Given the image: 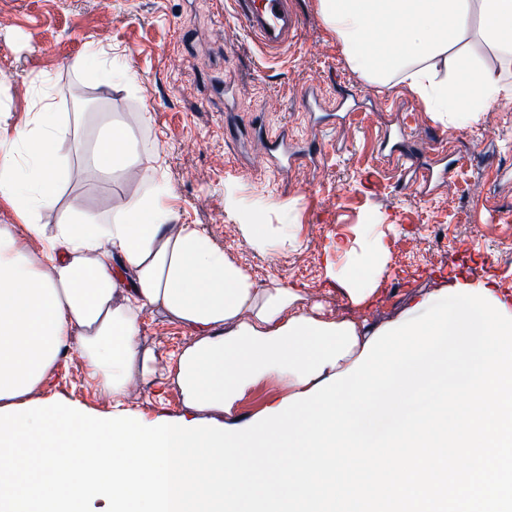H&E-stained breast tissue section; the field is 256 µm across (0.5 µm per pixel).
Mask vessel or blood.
Wrapping results in <instances>:
<instances>
[{
  "label": "vessel or blood",
  "instance_id": "obj_1",
  "mask_svg": "<svg viewBox=\"0 0 512 512\" xmlns=\"http://www.w3.org/2000/svg\"><path fill=\"white\" fill-rule=\"evenodd\" d=\"M233 6L248 36L267 55H280L297 42L301 17L293 0H233Z\"/></svg>",
  "mask_w": 512,
  "mask_h": 512
}]
</instances>
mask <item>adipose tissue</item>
I'll return each instance as SVG.
<instances>
[{
    "label": "adipose tissue",
    "mask_w": 512,
    "mask_h": 512,
    "mask_svg": "<svg viewBox=\"0 0 512 512\" xmlns=\"http://www.w3.org/2000/svg\"><path fill=\"white\" fill-rule=\"evenodd\" d=\"M319 9L353 69L382 89L405 84L453 126L512 93L501 76L512 68V0H319ZM474 31L498 69L469 63ZM8 118L0 113V202L44 244L30 257L23 238L0 227V408L27 403L73 347L113 412L123 411L130 383L158 370L141 343L150 314L191 335L166 371L194 411L231 413L274 376L302 394L359 358L372 337L364 324L326 316L288 283L258 286L197 225L177 223L165 177L132 202L78 210L45 231L40 216L58 202L68 127L48 102L22 126ZM130 149L128 124L111 121L88 166L130 175ZM385 258L383 242L364 244L355 273L339 283L352 305L374 297Z\"/></svg>",
    "instance_id": "1"
}]
</instances>
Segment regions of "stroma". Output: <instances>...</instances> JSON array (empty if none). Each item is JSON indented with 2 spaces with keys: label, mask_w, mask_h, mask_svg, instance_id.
Here are the masks:
<instances>
[{
  "label": "stroma",
  "mask_w": 512,
  "mask_h": 512,
  "mask_svg": "<svg viewBox=\"0 0 512 512\" xmlns=\"http://www.w3.org/2000/svg\"><path fill=\"white\" fill-rule=\"evenodd\" d=\"M298 44L267 58L233 17L232 0H0V113L14 123L36 111L48 88L70 128L59 154V201L41 221L54 227L70 207L110 210L122 186L85 165L88 146L113 116L131 125L133 151L149 192L156 174L174 189L181 224L200 225L258 286L277 279L325 302L338 317L366 318L371 329L403 324L460 280L512 300V98L455 128L407 88L381 90L348 63L325 25L319 0H296ZM112 52V85H98ZM325 109L305 110L310 89ZM147 122H138L139 113ZM407 130L406 146L452 167L423 188L415 163L397 166L377 135ZM287 128L298 159L279 170L267 159L270 132ZM270 227L266 252L251 249L241 225ZM381 238L388 249L378 293L359 309L336 290L349 249ZM141 341L159 365L186 346L184 329L147 318ZM130 408L145 424L187 409L165 375L132 382ZM287 384L270 378L235 411L245 421L277 405ZM45 404L75 405L96 417L112 403L91 381L75 350L63 353L34 393Z\"/></svg>",
  "instance_id": "obj_1"
}]
</instances>
